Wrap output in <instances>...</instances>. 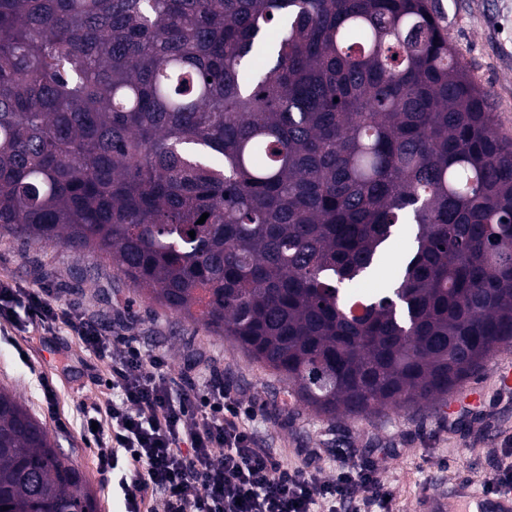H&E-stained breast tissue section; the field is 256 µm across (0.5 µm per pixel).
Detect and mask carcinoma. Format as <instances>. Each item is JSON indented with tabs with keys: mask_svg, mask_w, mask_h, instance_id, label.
Returning a JSON list of instances; mask_svg holds the SVG:
<instances>
[{
	"mask_svg": "<svg viewBox=\"0 0 512 512\" xmlns=\"http://www.w3.org/2000/svg\"><path fill=\"white\" fill-rule=\"evenodd\" d=\"M434 2L0 0V235L112 264L320 415L446 400L512 343V141ZM0 512H97L3 389Z\"/></svg>",
	"mask_w": 512,
	"mask_h": 512,
	"instance_id": "carcinoma-1",
	"label": "carcinoma"
}]
</instances>
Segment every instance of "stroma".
<instances>
[{"mask_svg": "<svg viewBox=\"0 0 512 512\" xmlns=\"http://www.w3.org/2000/svg\"><path fill=\"white\" fill-rule=\"evenodd\" d=\"M453 46L474 80L492 92V109L501 135L512 139V0H439ZM23 288L51 289L60 308L96 319L106 332L121 331L141 346L163 355L173 377L224 373L244 400L262 411L255 427L279 448L285 463L298 464L309 448H322L347 462L367 460L390 449L382 479L392 493V512H432L426 492H448L455 483L480 485L504 449H512V392L501 390L500 365L512 366V348H501L470 378L481 389L483 410L448 419L447 402L420 409L382 410L367 416L329 419L302 404L265 406L283 385L250 360L232 340L169 313L142 296L111 266L94 267L92 258L67 248L24 244L0 237V279ZM109 360L87 350L62 322L21 331L0 324V387L12 391L49 430L57 448L83 473L96 496L98 512H124L117 481H104L96 451L82 437V413L105 405L103 384ZM55 399L46 404L45 388Z\"/></svg>", "mask_w": 512, "mask_h": 512, "instance_id": "stroma-1", "label": "stroma"}]
</instances>
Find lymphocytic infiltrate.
<instances>
[{
    "instance_id": "1",
    "label": "lymphocytic infiltrate",
    "mask_w": 512,
    "mask_h": 512,
    "mask_svg": "<svg viewBox=\"0 0 512 512\" xmlns=\"http://www.w3.org/2000/svg\"><path fill=\"white\" fill-rule=\"evenodd\" d=\"M46 322L58 315L49 291L0 281V319L16 308ZM70 329L100 358L111 360L104 413L84 414V437L97 448L101 472L125 463L127 512H389L382 474L386 457L341 464L324 477L325 458L310 449L302 463L283 464L252 427L257 404L242 403L222 374L173 381L164 356L131 336H106L77 311Z\"/></svg>"
}]
</instances>
